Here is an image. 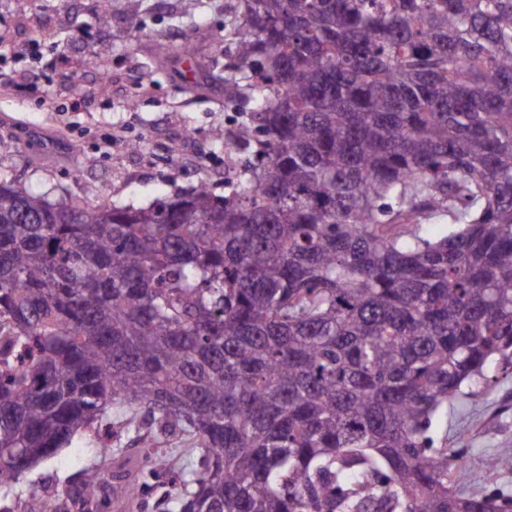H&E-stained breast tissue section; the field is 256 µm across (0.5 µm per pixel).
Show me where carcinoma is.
I'll use <instances>...</instances> for the list:
<instances>
[{"instance_id": "1", "label": "carcinoma", "mask_w": 512, "mask_h": 512, "mask_svg": "<svg viewBox=\"0 0 512 512\" xmlns=\"http://www.w3.org/2000/svg\"><path fill=\"white\" fill-rule=\"evenodd\" d=\"M243 4L224 194L0 180V498L111 415L154 431L110 495L165 512H512L434 435L512 355V0ZM143 482L147 483V485H143L142 487V490H144L147 495L138 502V505L134 506V509L118 507L116 501L112 499L109 501L110 503L106 511L103 512H159V508L156 507V502L163 492V489L160 487L154 489L155 479L153 478L146 477Z\"/></svg>"}]
</instances>
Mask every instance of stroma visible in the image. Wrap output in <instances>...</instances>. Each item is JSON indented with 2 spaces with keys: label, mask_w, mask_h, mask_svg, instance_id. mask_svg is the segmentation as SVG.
I'll return each mask as SVG.
<instances>
[{
  "label": "stroma",
  "mask_w": 512,
  "mask_h": 512,
  "mask_svg": "<svg viewBox=\"0 0 512 512\" xmlns=\"http://www.w3.org/2000/svg\"><path fill=\"white\" fill-rule=\"evenodd\" d=\"M0 0V178L50 200L144 207L207 183L224 191L226 156L215 134L247 119L223 79L233 48L224 34L241 0ZM173 47L158 64L160 46ZM189 54H181V46ZM493 384L448 406L454 490L512 498V364L493 363ZM97 436L78 434L55 458L26 471L0 512H22L29 491L66 501L90 466L115 469Z\"/></svg>",
  "instance_id": "stroma-1"
}]
</instances>
